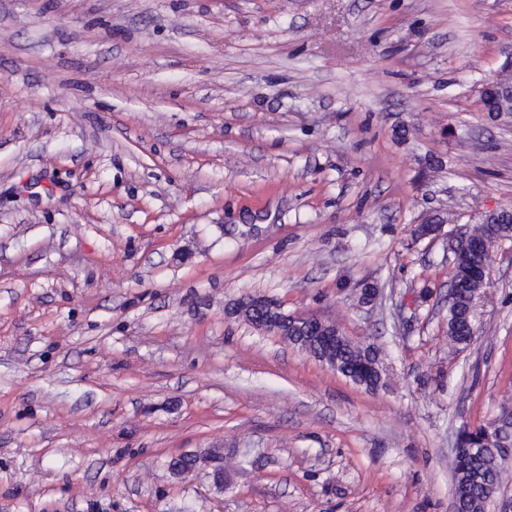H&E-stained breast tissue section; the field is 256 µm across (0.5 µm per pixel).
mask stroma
I'll list each match as a JSON object with an SVG mask.
<instances>
[{"label": "stroma", "mask_w": 512, "mask_h": 512, "mask_svg": "<svg viewBox=\"0 0 512 512\" xmlns=\"http://www.w3.org/2000/svg\"><path fill=\"white\" fill-rule=\"evenodd\" d=\"M510 58L512 0H0V512H453L458 431L512 406V241L448 339V238L512 206ZM512 70L510 59L496 76L488 79L478 90L479 103L483 112L495 122L512 123V80L504 79L502 74ZM255 309L260 312L259 317L256 318L252 317V311ZM226 314L229 317L242 318L253 326L274 335L282 336L284 339L288 334L296 336L300 330L305 331L306 336L304 337L311 340L306 341L304 339L306 348L315 355L323 356V351H320L319 345L331 352H336L342 346L341 333L336 323L317 317L301 318L288 314L278 302L266 296H242L232 303L231 307L225 309ZM304 320L308 322V327H304L302 324ZM343 338L344 345L341 353H336V359H338L337 372L365 388L374 385L376 382H380V386L382 376L376 350L371 346L363 347L352 342L346 336H343ZM306 348L301 349L312 356Z\"/></svg>", "instance_id": "stroma-1"}]
</instances>
